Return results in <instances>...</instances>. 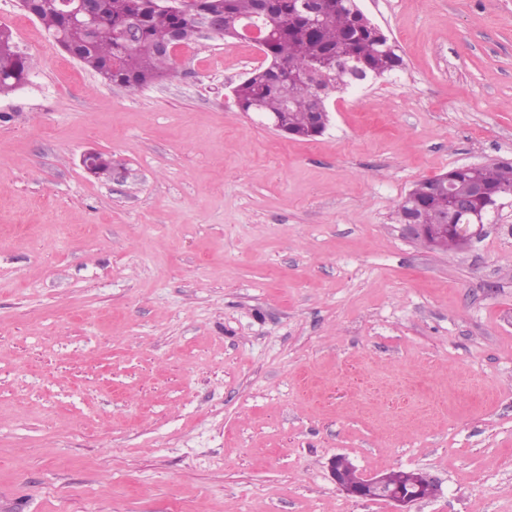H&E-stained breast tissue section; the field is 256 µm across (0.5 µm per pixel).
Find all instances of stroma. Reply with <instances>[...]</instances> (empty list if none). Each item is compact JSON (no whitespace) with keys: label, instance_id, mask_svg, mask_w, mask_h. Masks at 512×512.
<instances>
[{"label":"stroma","instance_id":"stroma-1","mask_svg":"<svg viewBox=\"0 0 512 512\" xmlns=\"http://www.w3.org/2000/svg\"><path fill=\"white\" fill-rule=\"evenodd\" d=\"M360 6L406 68L298 140L234 102L256 46L132 90L0 0L33 64L0 95V512H393L337 455L427 472L410 512H512V206L452 252L394 219L512 157V0Z\"/></svg>","mask_w":512,"mask_h":512}]
</instances>
